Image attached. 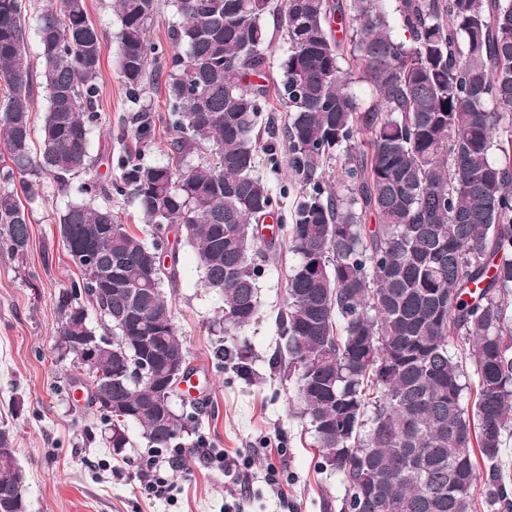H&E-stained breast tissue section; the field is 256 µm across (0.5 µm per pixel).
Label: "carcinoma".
<instances>
[{
	"instance_id": "cac0c4a2",
	"label": "carcinoma",
	"mask_w": 512,
	"mask_h": 512,
	"mask_svg": "<svg viewBox=\"0 0 512 512\" xmlns=\"http://www.w3.org/2000/svg\"><path fill=\"white\" fill-rule=\"evenodd\" d=\"M395 2L391 10L388 0H350L346 10L332 0H176L182 23L169 30L176 50L165 57L148 38L159 0H113L127 98L140 100L160 74L151 59H165L170 157L151 165L128 154L119 179L104 184L91 176L90 153L102 36L84 0L39 8L34 59L30 0H0V247L26 254L21 197L34 194L35 178L50 175L76 197L59 216L60 241L71 259L86 252L102 265H78L57 335L112 337L99 371L112 377L120 411L98 408L112 448L127 447L130 423L148 447L171 448L200 412L197 401L180 413L141 410L159 397L142 363L160 374L189 361L162 290L178 278L169 241L148 245L112 206L93 205L130 193L151 229L180 226L232 328L259 314L262 247L282 244L294 256L276 318L285 347L271 365L288 358L322 466L346 485L340 512H477L479 496L512 512L502 463L512 435V0ZM271 11L285 43L276 92L289 121L268 118L264 141L256 118L272 111L269 89L244 78L265 72L262 18ZM353 83L377 101L363 106ZM40 87L48 107L35 153L29 113ZM123 136L151 146L149 112L134 114ZM281 139L303 191L291 223L268 239L259 225L279 203L256 167L261 154L277 164ZM193 155L201 162L188 164ZM333 162L340 192L325 176ZM108 267L112 286L101 293ZM216 354L251 378L243 351ZM5 499L26 512L16 458L0 459Z\"/></svg>"
}]
</instances>
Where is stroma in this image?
I'll list each match as a JSON object with an SVG mask.
<instances>
[{"label":"stroma","mask_w":512,"mask_h":512,"mask_svg":"<svg viewBox=\"0 0 512 512\" xmlns=\"http://www.w3.org/2000/svg\"><path fill=\"white\" fill-rule=\"evenodd\" d=\"M86 7L103 35L100 120L90 153L113 156L112 163H100V178H118L117 158L135 152L134 141L118 139L116 132L140 107L156 121V141L144 160L166 164L163 80H155L139 103L129 102L116 67L120 23L112 0H86ZM64 203L52 177H41L39 194L27 206L32 232L27 254L15 258L0 250V428L12 434L29 512H338L345 484L321 466L315 435L295 410L294 379L269 364L280 342L276 316L285 304L291 254L283 248L267 253L266 273L258 281L259 318L228 332L220 319L222 301L202 287L192 247L170 235L179 279L163 291L194 370L192 390L176 394L173 405L182 408L191 398L203 403L190 441L205 440L234 459L248 491L240 493L226 482L223 467L188 453L174 463L173 499H152L142 489L148 447L140 428L129 425L127 448L107 447L100 414L88 406L85 392L67 390L77 370L55 348L58 300L81 271L59 239ZM220 346L245 351L251 379L239 378L216 357Z\"/></svg>","instance_id":"1"}]
</instances>
